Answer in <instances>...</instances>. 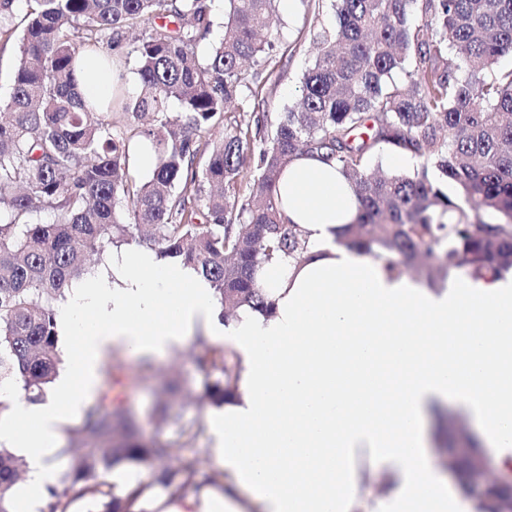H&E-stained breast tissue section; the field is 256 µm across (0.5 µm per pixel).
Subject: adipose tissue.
Wrapping results in <instances>:
<instances>
[{"label":"adipose tissue","mask_w":512,"mask_h":512,"mask_svg":"<svg viewBox=\"0 0 512 512\" xmlns=\"http://www.w3.org/2000/svg\"><path fill=\"white\" fill-rule=\"evenodd\" d=\"M278 194L306 249L256 270L270 310L244 304L222 319L206 279L137 248L113 249L111 276L75 288L58 319L74 359L46 401L15 400L0 420V442L27 463L23 512H41L51 445L97 393L105 354L158 358L196 335L239 370L210 424L222 490L201 512H475L428 452L430 422L451 404L512 467V274L439 287L392 271L345 242L357 198L316 156L288 162Z\"/></svg>","instance_id":"ef3b65f1"}]
</instances>
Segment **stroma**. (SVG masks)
Instances as JSON below:
<instances>
[{"label": "stroma", "mask_w": 512, "mask_h": 512, "mask_svg": "<svg viewBox=\"0 0 512 512\" xmlns=\"http://www.w3.org/2000/svg\"><path fill=\"white\" fill-rule=\"evenodd\" d=\"M280 17V38L270 56V64L280 78L264 86L269 113L274 117L295 104L303 75L313 66L316 57L303 35L313 20L312 14L296 6L281 11ZM201 349L199 339H192L188 346L154 360L149 370L144 369L140 359L128 356L123 350L112 349L105 360L119 366L120 372L115 375L110 370L103 371L99 393L111 396L113 404L136 412L142 439L179 448L183 457L196 459L204 469L214 472L219 465L211 453L208 430H201L187 444L174 423L178 416L186 421L197 418L206 423L219 411L218 406L203 398L206 378L196 363Z\"/></svg>", "instance_id": "obj_1"}]
</instances>
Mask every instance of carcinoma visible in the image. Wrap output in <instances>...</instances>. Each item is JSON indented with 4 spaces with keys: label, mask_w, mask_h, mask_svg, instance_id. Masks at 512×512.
Instances as JSON below:
<instances>
[{
    "label": "carcinoma",
    "mask_w": 512,
    "mask_h": 512,
    "mask_svg": "<svg viewBox=\"0 0 512 512\" xmlns=\"http://www.w3.org/2000/svg\"><path fill=\"white\" fill-rule=\"evenodd\" d=\"M23 2L16 23H0V40L19 36L21 53L0 99V388L32 403L47 398L62 364L57 303L109 245L143 239L159 259L203 275L222 309L268 310L256 267L305 249L277 198L282 168L301 154L340 167L360 202L351 237L390 267H425L431 281L463 266L512 267V69L494 70L512 52V0H334L336 24L307 31L319 54L298 106L275 119L245 63H268L278 0H224V38L204 61L195 48L215 24L212 0ZM83 68L113 76L108 98L83 96ZM173 99L182 111L171 117ZM230 104L249 118H231ZM150 115L170 130L145 127ZM218 129L205 151L202 136ZM142 138L158 157L147 177L129 163ZM380 144L426 166L412 176L370 173ZM430 165L469 209L431 180ZM39 209L53 221L28 222ZM196 361L217 373L206 398L224 405L237 364L213 347ZM107 400L84 410L74 430L83 452L46 512H71L85 498L98 512H151L142 506L150 492L173 500L219 482L193 461L165 463L178 449L139 439L136 414ZM120 464L151 467L150 481L127 491L105 481ZM22 467L0 448V512H16ZM476 510L512 512L509 475H498Z\"/></svg>",
    "instance_id": "1"
}]
</instances>
